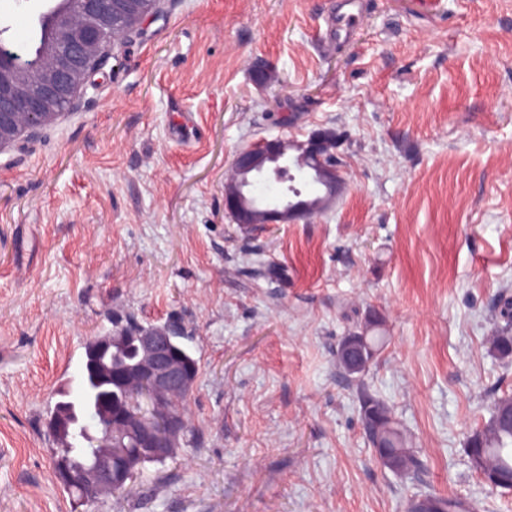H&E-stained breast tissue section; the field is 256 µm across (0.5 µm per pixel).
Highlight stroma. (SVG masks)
<instances>
[{
    "label": "stroma",
    "instance_id": "obj_1",
    "mask_svg": "<svg viewBox=\"0 0 512 512\" xmlns=\"http://www.w3.org/2000/svg\"><path fill=\"white\" fill-rule=\"evenodd\" d=\"M47 2L0 0L5 39L27 49ZM336 2L170 0L77 110L0 153V512H406L422 491L512 512L466 449L512 394L489 344L512 299V0H359L341 36ZM325 128L330 207L233 223L236 152ZM116 314L189 333L199 440L85 503L43 420ZM370 315L364 382L417 481L376 458L336 365Z\"/></svg>",
    "mask_w": 512,
    "mask_h": 512
}]
</instances>
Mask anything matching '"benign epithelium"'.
<instances>
[{
  "label": "benign epithelium",
  "mask_w": 512,
  "mask_h": 512,
  "mask_svg": "<svg viewBox=\"0 0 512 512\" xmlns=\"http://www.w3.org/2000/svg\"><path fill=\"white\" fill-rule=\"evenodd\" d=\"M167 0H59L45 11L54 30V45L33 59H22L0 44V153L21 138H32L50 120L79 105L91 77L109 60L108 46L123 43L143 32V23ZM281 139H260L238 151L234 171L249 177L278 174L286 157ZM300 145L315 160L326 155L323 131L312 132ZM224 209L238 224L252 223L235 191L224 195ZM178 325L170 322L148 327L134 323L121 334L134 335L139 356L122 378L137 401L118 419L123 432L100 429L94 435L104 453H85L66 460L75 477L77 494L89 501L118 493L131 482L128 460L164 461L174 456L186 439V421L167 405L177 392H191L196 376L172 349ZM97 357L81 373V392L94 396L91 383Z\"/></svg>",
  "instance_id": "1"
}]
</instances>
